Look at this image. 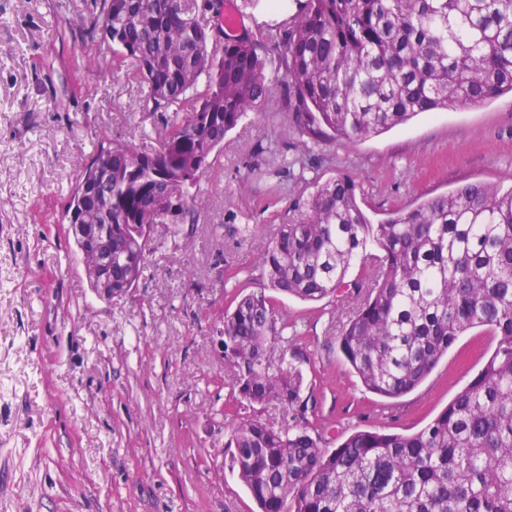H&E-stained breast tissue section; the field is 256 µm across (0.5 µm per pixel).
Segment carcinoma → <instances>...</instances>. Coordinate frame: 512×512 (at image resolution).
Masks as SVG:
<instances>
[{"mask_svg":"<svg viewBox=\"0 0 512 512\" xmlns=\"http://www.w3.org/2000/svg\"><path fill=\"white\" fill-rule=\"evenodd\" d=\"M112 55L129 59L146 110L172 112L151 152L98 150L68 213L91 288L119 295L151 251L145 229L183 224L211 154L282 92L305 169L310 148L354 142L424 112L512 92V0H302L288 21L229 33L228 0H103ZM262 253L263 288L236 296L216 328L233 375L226 462L259 512H512V186L471 183L373 224L353 177L312 181ZM370 283L349 282L355 264ZM367 288L336 344L364 388L387 399L421 385L481 328L483 366L413 434L358 430L327 450L303 348L275 354L266 291L303 301ZM269 406L279 420L262 416Z\"/></svg>","mask_w":512,"mask_h":512,"instance_id":"cac0c4a2","label":"carcinoma"}]
</instances>
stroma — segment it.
Segmentation results:
<instances>
[{
	"mask_svg": "<svg viewBox=\"0 0 512 512\" xmlns=\"http://www.w3.org/2000/svg\"><path fill=\"white\" fill-rule=\"evenodd\" d=\"M100 0H0V512H257L224 465L231 372L218 317L239 288H262L261 252L302 219L310 183L293 180L275 142L296 152L281 95L229 132L210 159L192 224H156L130 292L96 293L66 234L65 201L99 145H157L165 115L112 67L92 22ZM316 180L356 178L372 222L470 182L512 179V95L422 114L356 142L314 149ZM242 224L257 227L240 239ZM361 295L304 302L274 295L308 353L318 420L336 434H411L441 413L482 367L496 339L460 337L416 390H366L336 334Z\"/></svg>",
	"mask_w": 512,
	"mask_h": 512,
	"instance_id": "obj_1",
	"label": "stroma"
}]
</instances>
